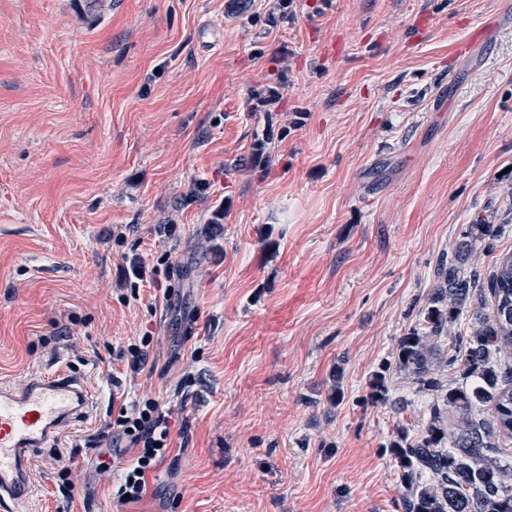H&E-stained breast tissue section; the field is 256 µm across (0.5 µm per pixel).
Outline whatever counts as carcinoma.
Segmentation results:
<instances>
[{
	"mask_svg": "<svg viewBox=\"0 0 512 512\" xmlns=\"http://www.w3.org/2000/svg\"><path fill=\"white\" fill-rule=\"evenodd\" d=\"M497 225L473 224L466 240L442 253L421 323L397 342L396 367L429 395L422 429L397 430L388 449L400 471L401 512H512V381L499 367L512 358V254L487 277L465 276L473 248L493 249ZM458 370L448 380L443 372ZM386 401V375L370 381Z\"/></svg>",
	"mask_w": 512,
	"mask_h": 512,
	"instance_id": "cac0c4a2",
	"label": "carcinoma"
}]
</instances>
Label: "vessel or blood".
I'll return each instance as SVG.
<instances>
[{
    "instance_id": "b4317fda",
    "label": "vessel or blood",
    "mask_w": 512,
    "mask_h": 512,
    "mask_svg": "<svg viewBox=\"0 0 512 512\" xmlns=\"http://www.w3.org/2000/svg\"><path fill=\"white\" fill-rule=\"evenodd\" d=\"M90 403L83 379L62 369L19 385L0 381V512H13L29 496L33 458L61 427L84 418Z\"/></svg>"
}]
</instances>
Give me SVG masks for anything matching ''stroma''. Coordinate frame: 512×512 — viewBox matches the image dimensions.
<instances>
[{"instance_id": "35a3bbf8", "label": "stroma", "mask_w": 512, "mask_h": 512, "mask_svg": "<svg viewBox=\"0 0 512 512\" xmlns=\"http://www.w3.org/2000/svg\"><path fill=\"white\" fill-rule=\"evenodd\" d=\"M105 2L0 0V378L92 395L14 512H397L398 339L471 225L467 270L512 252V0ZM146 398L171 448L123 502L130 453L70 444Z\"/></svg>"}]
</instances>
